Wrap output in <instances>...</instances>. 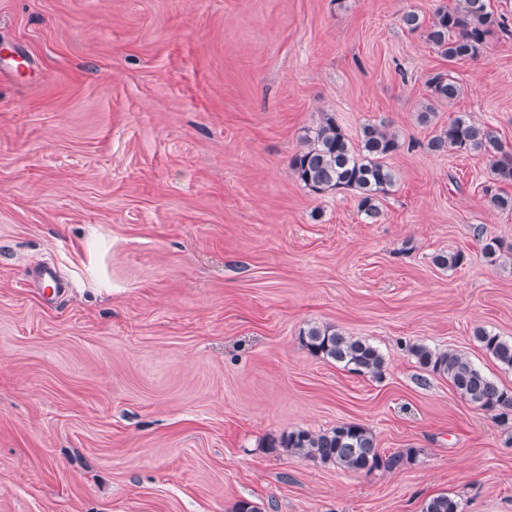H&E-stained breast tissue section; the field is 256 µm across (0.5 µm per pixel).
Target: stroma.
Returning <instances> with one entry per match:
<instances>
[{"label": "stroma", "mask_w": 512, "mask_h": 512, "mask_svg": "<svg viewBox=\"0 0 512 512\" xmlns=\"http://www.w3.org/2000/svg\"><path fill=\"white\" fill-rule=\"evenodd\" d=\"M458 0H0V512H512V433L420 368L410 341H512V244L489 161L430 153L458 114L512 150V35L448 60L402 13ZM461 96L417 120L427 78ZM385 124L397 183L366 223L289 159L321 114ZM462 251L455 269L433 265ZM55 262L72 287L28 285ZM332 325L382 378L312 356ZM372 429L394 471L267 448L293 429Z\"/></svg>", "instance_id": "stroma-1"}]
</instances>
